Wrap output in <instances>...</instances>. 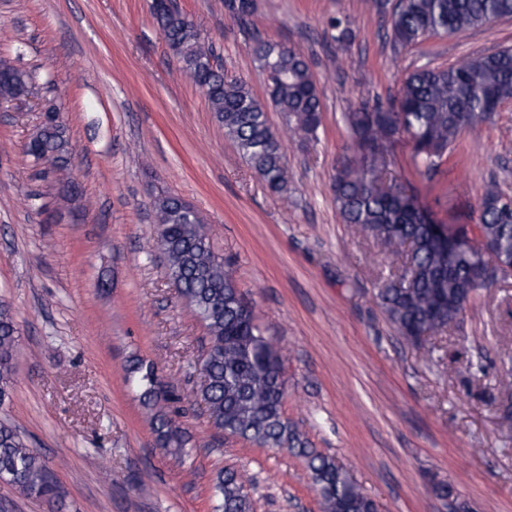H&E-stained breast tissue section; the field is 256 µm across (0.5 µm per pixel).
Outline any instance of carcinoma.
<instances>
[{
    "label": "carcinoma",
    "mask_w": 512,
    "mask_h": 512,
    "mask_svg": "<svg viewBox=\"0 0 512 512\" xmlns=\"http://www.w3.org/2000/svg\"><path fill=\"white\" fill-rule=\"evenodd\" d=\"M372 6L388 15L394 45L405 48L431 36L457 34L512 17V0H405ZM151 16L181 69L205 93L210 110L224 126L241 158L280 192L288 186V167L279 137L267 118L268 108L285 116L288 131L309 141L322 122L319 89L305 52L296 46L257 39L251 55L266 74L268 103L257 100L248 85L216 63L213 47L201 39L194 20L178 9L150 6ZM331 40L353 39L348 23L328 22ZM32 75L19 67L0 75V103L31 94ZM512 100V48L487 55H466L449 67L420 66L402 79L398 95L387 106L345 114L352 154L336 168L333 192L342 223L355 235H370L389 255L402 257V267L378 288L388 321L403 341L418 345L424 334L458 325L466 305L486 286L472 272L488 264L483 251L437 246L438 224L419 206L413 190L390 171L389 158L402 134L412 144V158L427 173L437 170L460 136L462 124L475 129L489 121L494 105ZM26 153L36 163L64 169L70 163L64 125L47 118ZM158 241L166 254L167 275L176 297L206 330L201 369L209 382L195 397L205 405L213 428L268 448H287L303 458L321 499L323 512H377V506L352 476L330 456L307 442L283 413L285 380L280 350L255 322L253 310L236 288L227 262L214 250L199 214L177 196L157 200ZM477 227L497 246V259L512 264V196L498 180L488 182ZM18 345L11 308L0 303V405L11 399ZM128 381L142 402L155 410L152 427L157 445L184 452L180 423L167 408L181 401L175 388L159 381L155 367L142 362L130 369ZM0 481L22 497L56 508L60 489L40 454L20 432L0 420ZM247 477L234 469L218 476L215 512H253ZM438 497L452 498L449 512H467L452 496V486L435 485Z\"/></svg>",
    "instance_id": "cac0c4a2"
}]
</instances>
